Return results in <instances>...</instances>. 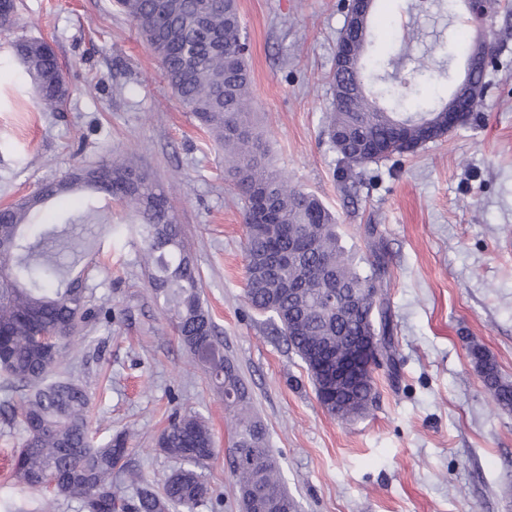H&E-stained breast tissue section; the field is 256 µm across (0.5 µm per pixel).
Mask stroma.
<instances>
[{"label":"stroma","instance_id":"35a3bbf8","mask_svg":"<svg viewBox=\"0 0 512 512\" xmlns=\"http://www.w3.org/2000/svg\"><path fill=\"white\" fill-rule=\"evenodd\" d=\"M411 0H376L366 60L401 56L408 86L399 109L447 101L482 27L465 9L449 73L416 72L415 37L431 15ZM249 44L251 98L273 162L335 215L343 242L368 259L382 243L391 272L384 300L398 367L375 369L377 399L343 423L316 398L308 372L273 322L244 299L241 204L212 136L176 104L159 63L113 0H18V23L0 35V206L76 168L134 159L168 193L201 274V297L224 353L248 384L299 512H512V413L475 371L476 342L512 383V13L492 37L497 68L477 118L407 157L341 180L326 134L344 0H237ZM51 43L68 73L63 109L36 107L32 80L10 39ZM108 226L93 225L85 282L91 311L58 378L82 385L97 439L130 434V470L160 482L176 466L155 446L170 415L208 421L217 455L214 497L196 512H241L227 453L231 425L209 374L181 345L141 262L131 210L93 195ZM376 225L369 237L367 225ZM21 393L0 391V512H81L12 478L19 429L4 422Z\"/></svg>","mask_w":512,"mask_h":512}]
</instances>
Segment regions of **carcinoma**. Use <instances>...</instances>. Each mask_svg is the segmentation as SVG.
Instances as JSON below:
<instances>
[{
  "instance_id": "1",
  "label": "carcinoma",
  "mask_w": 512,
  "mask_h": 512,
  "mask_svg": "<svg viewBox=\"0 0 512 512\" xmlns=\"http://www.w3.org/2000/svg\"><path fill=\"white\" fill-rule=\"evenodd\" d=\"M157 57L179 105L213 132L230 164L236 194L244 201L246 299L269 316L288 346L305 365L312 383L326 381L328 351L347 338L378 335L380 352L393 361L388 309L381 290L390 281L383 248L373 250L368 268H360L341 244L336 217L319 198L296 186L265 159V150L249 122L252 101L246 64L247 37L235 0H116ZM16 0H0V32L17 24ZM351 49L365 56L370 32L340 33ZM434 42L419 69H444ZM14 54L33 80L42 110L58 111L70 96L69 81L46 41L18 39ZM345 92L332 103L328 138L345 164L346 178L356 170L393 156L416 152L448 135L443 107L423 112H391L384 97L366 93L364 66L343 75ZM380 146L360 151V140ZM108 176L81 170L56 182L51 197L106 193L136 216L135 231L145 244V268L156 298L176 335L194 360L208 370L232 413L230 470L241 508L257 492L266 512L296 509L279 462L267 448V430L251 412L248 387L229 358L198 291L200 274L186 251L180 225L167 193L130 162L107 166ZM41 207L20 200L0 208V239L14 242L0 254V382L28 393L9 423L22 431L14 472L18 483L51 491L55 500L77 498L85 512H196L210 493L203 472L217 453L214 435L203 417L186 412L169 421L157 445L178 466L156 487L124 470L130 454L126 433L99 442L89 429V396L66 379H49L64 357L80 322L89 313L87 288H56L69 264L51 251L49 241L74 236L73 228L97 217L88 206L56 218L54 227L35 239L24 228L37 223ZM365 290L362 311L336 316V290ZM469 357L498 406L512 411V383L499 377L490 354L474 345ZM374 375L351 394L317 399L341 421L365 414L375 399ZM130 482L133 494L119 495L117 480Z\"/></svg>"
}]
</instances>
